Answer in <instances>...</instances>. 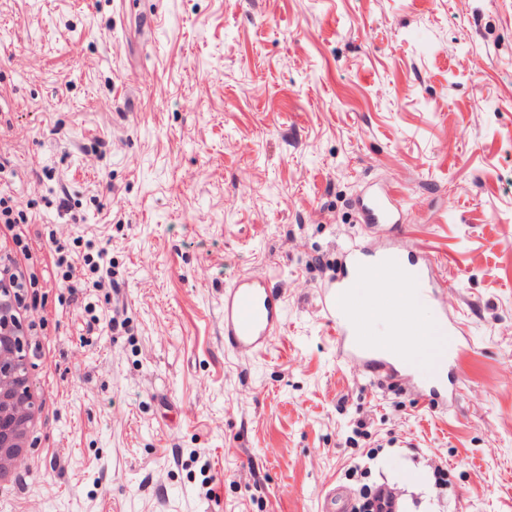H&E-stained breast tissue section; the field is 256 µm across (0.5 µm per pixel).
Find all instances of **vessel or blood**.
Returning a JSON list of instances; mask_svg holds the SVG:
<instances>
[{
  "mask_svg": "<svg viewBox=\"0 0 512 512\" xmlns=\"http://www.w3.org/2000/svg\"><path fill=\"white\" fill-rule=\"evenodd\" d=\"M360 223L374 229L401 221V203L392 190L368 186L356 200ZM433 260L430 256H411L395 245L364 243L347 248L342 268L320 290L322 309L336 340V355L361 373L386 380H406L427 397L447 400L456 397L460 381L456 376H441L438 370L419 367L394 356L392 350L370 345V325L362 310L350 302L352 290L365 282V268L386 267L395 274L408 292L419 299L437 302L438 291L430 280ZM376 305L391 310L400 322L418 320L420 310L395 301L384 290H376ZM284 299L271 287L266 275L247 271L236 276L224 289V348L237 355H255L266 350L279 335L283 325ZM442 329L450 342L443 350L444 362H452L465 345L457 321H443ZM320 512H350V500L342 486L327 487L320 502Z\"/></svg>",
  "mask_w": 512,
  "mask_h": 512,
  "instance_id": "vessel-or-blood-1",
  "label": "vessel or blood"
}]
</instances>
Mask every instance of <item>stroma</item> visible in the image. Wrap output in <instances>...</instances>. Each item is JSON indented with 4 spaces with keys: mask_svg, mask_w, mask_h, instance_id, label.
Here are the masks:
<instances>
[{
    "mask_svg": "<svg viewBox=\"0 0 512 512\" xmlns=\"http://www.w3.org/2000/svg\"><path fill=\"white\" fill-rule=\"evenodd\" d=\"M0 156L50 384L0 512H319L376 446L408 512H512V0H0ZM369 181L405 207L373 243L434 256L421 313L463 322L452 404L336 356L318 290ZM244 271L285 297L252 358ZM284 299L266 275L247 271L224 289V349L237 355L266 350L280 334Z\"/></svg>",
    "mask_w": 512,
    "mask_h": 512,
    "instance_id": "stroma-1",
    "label": "stroma"
}]
</instances>
